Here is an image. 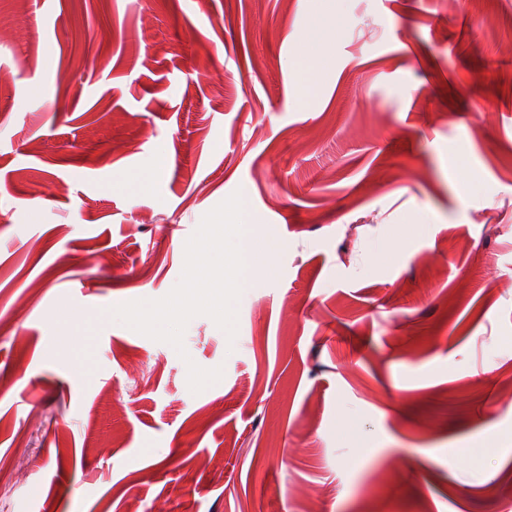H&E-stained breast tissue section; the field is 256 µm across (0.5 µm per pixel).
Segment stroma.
Instances as JSON below:
<instances>
[{
    "label": "stroma",
    "instance_id": "1",
    "mask_svg": "<svg viewBox=\"0 0 512 512\" xmlns=\"http://www.w3.org/2000/svg\"><path fill=\"white\" fill-rule=\"evenodd\" d=\"M238 190L235 340L114 320ZM0 323V512H512V0H0ZM300 72L304 77L302 93L304 101H309L314 95L316 81L324 64V52L316 29L310 32L304 41V50L298 57ZM59 318L65 323L70 336H62L70 347V354L67 364L72 376L80 381H87L89 373L84 359V350L86 345V334L81 327V315L68 308H63L59 313Z\"/></svg>",
    "mask_w": 512,
    "mask_h": 512
}]
</instances>
